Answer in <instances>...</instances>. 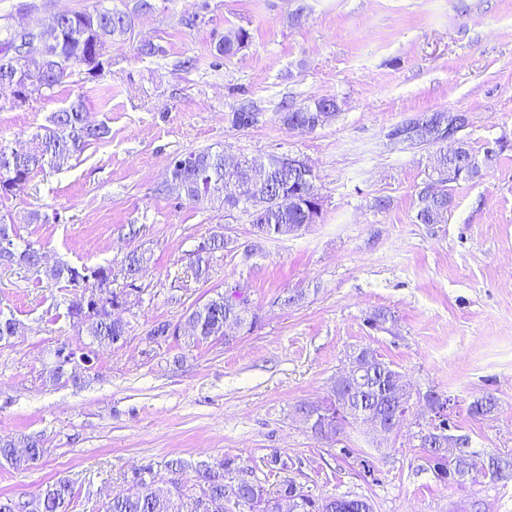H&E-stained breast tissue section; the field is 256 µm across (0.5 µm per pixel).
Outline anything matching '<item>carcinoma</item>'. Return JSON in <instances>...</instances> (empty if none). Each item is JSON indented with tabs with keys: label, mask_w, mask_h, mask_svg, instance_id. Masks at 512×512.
Here are the masks:
<instances>
[{
	"label": "carcinoma",
	"mask_w": 512,
	"mask_h": 512,
	"mask_svg": "<svg viewBox=\"0 0 512 512\" xmlns=\"http://www.w3.org/2000/svg\"><path fill=\"white\" fill-rule=\"evenodd\" d=\"M155 9L153 0H135L130 12H112L106 9L61 11L56 23L38 33L45 51L43 62L27 66L21 56L25 35L13 28L6 16L0 17V85L13 80H29L28 95L50 89L70 74V70L86 62L104 57L116 36L130 29L133 15ZM243 29L230 32L218 43L216 51L227 55L236 51L247 40ZM337 103L332 96L321 97L311 105L295 108L282 117L286 125L303 123L313 128L324 125L336 116ZM52 127L39 137L36 146L29 150L16 149L0 143V196L22 193L30 174L44 164L60 168L92 141L107 134L105 126L88 120L83 101L77 100L69 107L54 113ZM496 156L492 149L484 151L479 160L470 145L462 141L453 153H442L437 158V182L440 174L453 169L461 181L480 176L481 162H490ZM190 165H182V157L173 158L169 165V187L177 196L191 203L218 200L228 208L249 214L252 235L256 241L271 240L296 233L312 223L311 207L318 197L314 181L295 168L274 167L262 160L240 165L238 195L224 197V155L209 151L188 154ZM453 205L448 185L431 187L419 193L416 222L440 224L445 221ZM224 248V238L217 235L208 239L207 247L196 252L193 262L194 275H208L210 260ZM144 263L143 254L133 250L126 254L124 267L127 277L135 279ZM0 265L22 266L40 271L42 255L28 245L20 250L17 246L0 252ZM109 271L104 267L91 269L56 265L45 270V275L57 282H65L82 291L67 301L65 317L78 332L89 336L100 347L114 346V338L128 330L129 323L113 317V309L119 299L129 302L138 289L117 294L106 291L96 294L94 282L103 281ZM247 300L230 301L218 293L206 303L189 312L179 324L185 327L184 337L195 341L222 336L230 341L225 331L228 322L243 325L247 322ZM20 322L13 317L0 316V342L18 335ZM349 365L365 371L364 382L352 385L337 376L333 388L334 399L325 404L302 403L296 413L311 424L314 432L329 436L336 434L346 423L373 425L389 419L397 409V397L407 393L400 388L403 375L382 361L375 350L362 347L350 356ZM77 381L80 375L60 363L53 364L45 372L44 381L57 385L64 380ZM497 407L494 397L485 396L474 401L470 415L484 418ZM449 426L432 422L420 432V447L428 454L439 478L448 475L463 480L477 469V462L466 448L465 436L448 437ZM46 453L42 435H27L20 440L0 438V466L15 470H27ZM243 471L235 461L227 459L218 465L200 462L194 468V485L199 488L195 507L187 509L181 480L171 482L174 490L153 488V465L147 464L134 472L129 487L112 496L105 503L103 512H229L226 504L232 503L237 512H283L282 499L295 493L298 502L293 512H373L368 499L359 496H340L314 499L293 480L282 481L274 493H266L255 480L235 478L226 480V474ZM75 492L66 479H59L40 489L36 496L25 501L22 497H0V512H70Z\"/></svg>",
	"instance_id": "cac0c4a2"
}]
</instances>
